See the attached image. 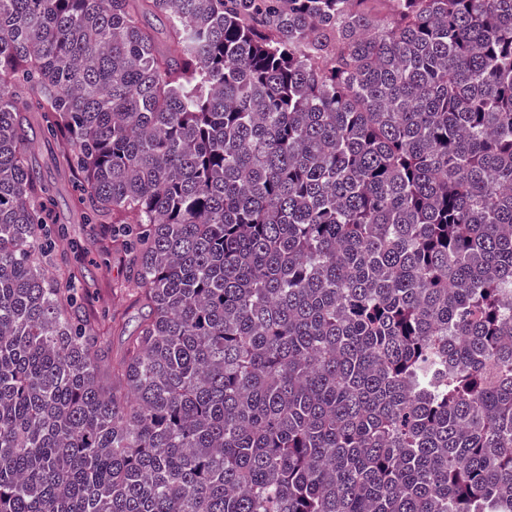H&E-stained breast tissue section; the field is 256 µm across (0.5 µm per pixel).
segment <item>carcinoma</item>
<instances>
[{"mask_svg":"<svg viewBox=\"0 0 512 512\" xmlns=\"http://www.w3.org/2000/svg\"><path fill=\"white\" fill-rule=\"evenodd\" d=\"M388 2L0 0V512H512V0ZM29 149L36 155L48 174V178L52 181L57 202V215H59L61 222L68 225V236L74 244L72 251H75L82 261L81 263L74 262L73 254H70L67 250L66 244L61 245L58 252L53 253L51 258L53 261L67 259L72 266L87 270V295L102 324L112 326L113 314L116 317H123L127 326L125 332L121 330L111 331V335L108 337V347L112 356L119 357L122 354L128 332L133 329L144 312V309L135 301L133 296L114 290L115 284L126 275L122 254L111 246L112 243L109 240L100 241V237L103 235L98 225L95 226L94 233H91L89 226L86 228L84 224L67 223L68 221L71 222L72 218L68 208L70 198L74 193L72 184L57 179L53 156L41 139L35 140ZM106 245H110L109 248H106Z\"/></svg>","mask_w":512,"mask_h":512,"instance_id":"cac0c4a2","label":"carcinoma"}]
</instances>
